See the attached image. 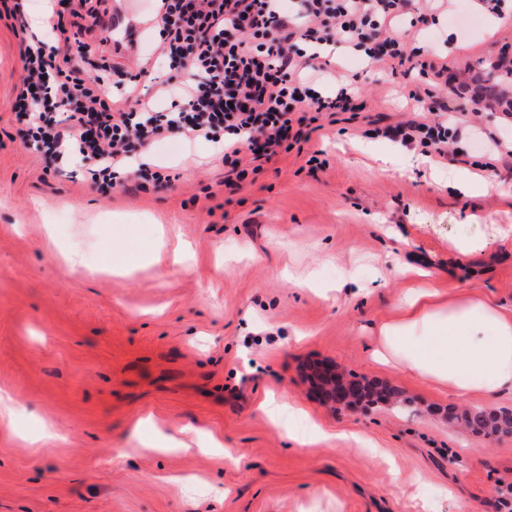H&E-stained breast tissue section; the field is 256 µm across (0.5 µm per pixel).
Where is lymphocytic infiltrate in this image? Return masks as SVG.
Masks as SVG:
<instances>
[{
    "label": "lymphocytic infiltrate",
    "mask_w": 512,
    "mask_h": 512,
    "mask_svg": "<svg viewBox=\"0 0 512 512\" xmlns=\"http://www.w3.org/2000/svg\"><path fill=\"white\" fill-rule=\"evenodd\" d=\"M151 19L170 78H182L179 101L169 111L135 96L137 73L118 72L106 58L89 59L83 35L98 31L107 0H67L77 18L79 41L57 47L36 36L18 0H0V14L20 39L23 75L13 110L21 138L46 166L78 155L101 190L120 184L131 158L144 183L165 174L141 156L176 135L186 141L224 136L222 162L238 180L248 161H271L310 139L323 115L366 109L359 73L333 70L325 49L340 45L360 55L367 69L388 66L398 76L413 65L424 88L408 94L411 118L380 129V136L418 144L447 157L460 117L501 109L512 118V101L495 98L449 74L444 62L416 59L409 49L414 27L433 24L444 0H301L306 23L293 26L278 0H159ZM336 94L321 90L326 79Z\"/></svg>",
    "instance_id": "obj_1"
}]
</instances>
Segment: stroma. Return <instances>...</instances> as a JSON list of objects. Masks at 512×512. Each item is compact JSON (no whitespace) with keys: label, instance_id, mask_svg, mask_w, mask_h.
<instances>
[{"label":"stroma","instance_id":"35a3bbf8","mask_svg":"<svg viewBox=\"0 0 512 512\" xmlns=\"http://www.w3.org/2000/svg\"><path fill=\"white\" fill-rule=\"evenodd\" d=\"M507 43L512 19L474 0H450L417 41L506 98L492 63ZM21 70L2 20L0 390L15 416L0 419V512H496L512 436H471L446 387L372 353L422 271L444 302L512 316V157L489 191L462 193L448 179L477 175L471 131L430 165L368 136L406 119L416 86L374 70L365 112L237 189L210 142L171 136L150 149L170 182L104 194L23 145ZM319 363L404 390L416 414L324 403ZM270 402L302 415L271 422Z\"/></svg>","mask_w":512,"mask_h":512}]
</instances>
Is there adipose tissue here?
Listing matches in <instances>:
<instances>
[{
  "label": "adipose tissue",
  "instance_id": "ef3b65f1",
  "mask_svg": "<svg viewBox=\"0 0 512 512\" xmlns=\"http://www.w3.org/2000/svg\"><path fill=\"white\" fill-rule=\"evenodd\" d=\"M397 311L381 327L378 359L446 386L457 401L512 389L511 317L471 296L444 306L432 288L407 289Z\"/></svg>",
  "mask_w": 512,
  "mask_h": 512
}]
</instances>
